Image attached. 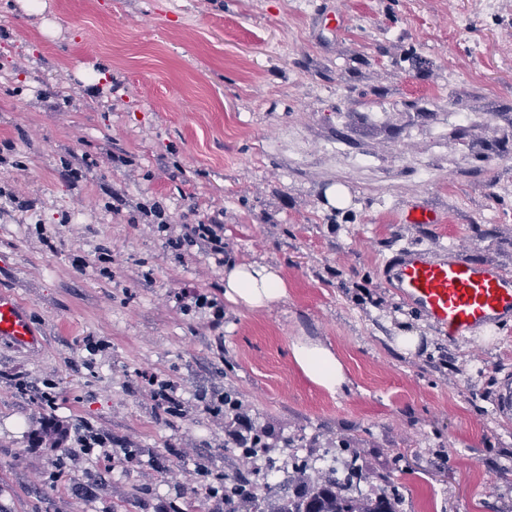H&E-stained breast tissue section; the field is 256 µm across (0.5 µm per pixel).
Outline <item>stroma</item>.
<instances>
[{
	"label": "stroma",
	"mask_w": 512,
	"mask_h": 512,
	"mask_svg": "<svg viewBox=\"0 0 512 512\" xmlns=\"http://www.w3.org/2000/svg\"><path fill=\"white\" fill-rule=\"evenodd\" d=\"M40 2L0 0V289L44 337L0 344V512H221L205 487L239 462L206 405L228 390L271 432L259 483L291 471L283 438L317 462L346 438L399 512H512V325L449 341L382 277L448 247L512 273V0ZM140 203L167 231L128 223ZM414 206L440 223H405ZM217 210L225 259L279 268L288 297L214 329L177 295L223 298V266L167 239ZM299 340L336 350L344 391L302 374ZM53 422L137 461L35 449Z\"/></svg>",
	"instance_id": "1"
}]
</instances>
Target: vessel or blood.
Wrapping results in <instances>:
<instances>
[{"label":"vessel or blood","instance_id":"b4317fda","mask_svg":"<svg viewBox=\"0 0 512 512\" xmlns=\"http://www.w3.org/2000/svg\"><path fill=\"white\" fill-rule=\"evenodd\" d=\"M383 278L400 299L440 326L449 338L512 322V274L468 262L454 251L431 256L407 250L384 266ZM0 342L18 350L42 344L25 307L0 290Z\"/></svg>","mask_w":512,"mask_h":512}]
</instances>
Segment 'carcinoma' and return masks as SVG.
I'll return each mask as SVG.
<instances>
[{
  "mask_svg": "<svg viewBox=\"0 0 512 512\" xmlns=\"http://www.w3.org/2000/svg\"><path fill=\"white\" fill-rule=\"evenodd\" d=\"M348 448V440L341 438L333 453L334 460L343 465L344 477L338 476L334 466L321 469L312 478L310 458L295 455L294 475L274 486L251 479L257 472L255 462L261 459L265 460L266 470L276 469V462L266 457L263 437L255 438L248 448H233L240 469L234 479L224 481V512H265L262 503L267 500L276 503L271 512H398L394 492L384 488L374 496L362 493L364 466L355 457H343Z\"/></svg>",
  "mask_w": 512,
  "mask_h": 512,
  "instance_id": "cac0c4a2",
  "label": "carcinoma"
}]
</instances>
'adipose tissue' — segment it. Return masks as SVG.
Here are the masks:
<instances>
[{
  "instance_id": "ef3b65f1",
  "label": "adipose tissue",
  "mask_w": 512,
  "mask_h": 512,
  "mask_svg": "<svg viewBox=\"0 0 512 512\" xmlns=\"http://www.w3.org/2000/svg\"><path fill=\"white\" fill-rule=\"evenodd\" d=\"M288 285L279 271L259 262H229L224 271V299L250 310L272 308L286 299ZM292 357L302 373L330 394L341 392L349 379L344 364L331 347L320 342L299 341Z\"/></svg>"
}]
</instances>
